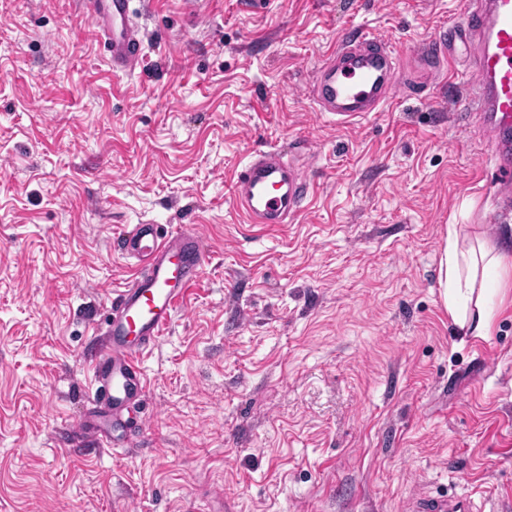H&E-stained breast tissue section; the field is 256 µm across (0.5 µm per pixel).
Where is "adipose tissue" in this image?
Segmentation results:
<instances>
[{
    "label": "adipose tissue",
    "mask_w": 512,
    "mask_h": 512,
    "mask_svg": "<svg viewBox=\"0 0 512 512\" xmlns=\"http://www.w3.org/2000/svg\"><path fill=\"white\" fill-rule=\"evenodd\" d=\"M439 286L445 309L461 335L483 338L494 320V299L512 292V265L505 252L484 242L461 243L455 225L445 230Z\"/></svg>",
    "instance_id": "adipose-tissue-1"
}]
</instances>
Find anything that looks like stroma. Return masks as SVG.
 <instances>
[{
	"label": "stroma",
	"mask_w": 512,
	"mask_h": 512,
	"mask_svg": "<svg viewBox=\"0 0 512 512\" xmlns=\"http://www.w3.org/2000/svg\"><path fill=\"white\" fill-rule=\"evenodd\" d=\"M145 60L114 74L76 0H0V512H512V304L459 340L447 225L492 224L488 139L453 114L469 52L422 94L417 52L464 0H133ZM397 50L395 103L348 125L308 88L343 34ZM306 164L289 224L230 195L253 150ZM133 224L196 225L209 256L141 357L133 440L72 445L85 361L134 262ZM413 512H474V501L470 497L431 498L420 497L413 500L407 509Z\"/></svg>",
	"instance_id": "35a3bbf8"
}]
</instances>
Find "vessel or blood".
Wrapping results in <instances>:
<instances>
[{"label":"vessel or blood","mask_w":512,"mask_h":512,"mask_svg":"<svg viewBox=\"0 0 512 512\" xmlns=\"http://www.w3.org/2000/svg\"><path fill=\"white\" fill-rule=\"evenodd\" d=\"M79 13L93 24L107 49L113 71L141 66L143 40L133 20L131 0H77ZM455 34L467 43L473 64L467 74L469 94L462 112L475 116L494 139L491 160L496 174V210L492 223L512 219V0H465ZM420 59L432 78L444 74L448 40L438 36ZM399 90L396 58L388 40L360 30L341 37L315 71L310 97L315 111L351 123L391 104ZM311 185L303 164L279 152L251 153L232 181V196L251 222L288 224L305 208ZM117 248L136 261L131 283L114 298L105 328L96 332L90 360L95 403L99 408L79 421L75 440L113 445L126 428L125 411L146 394L141 353L158 343L200 278L208 247L194 226L161 228L134 224L116 239ZM410 512H475L470 497H420Z\"/></svg>","instance_id":"vessel-or-blood-1"}]
</instances>
